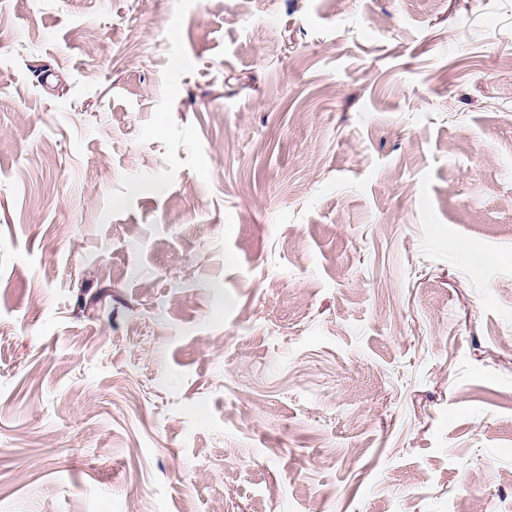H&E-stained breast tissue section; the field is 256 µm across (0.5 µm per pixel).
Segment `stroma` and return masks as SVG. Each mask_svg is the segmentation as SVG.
<instances>
[{
  "label": "stroma",
  "instance_id": "obj_1",
  "mask_svg": "<svg viewBox=\"0 0 512 512\" xmlns=\"http://www.w3.org/2000/svg\"><path fill=\"white\" fill-rule=\"evenodd\" d=\"M0 512H512V0H0Z\"/></svg>",
  "mask_w": 512,
  "mask_h": 512
}]
</instances>
